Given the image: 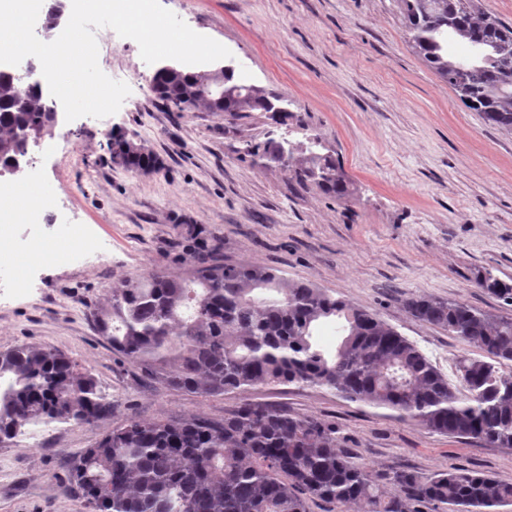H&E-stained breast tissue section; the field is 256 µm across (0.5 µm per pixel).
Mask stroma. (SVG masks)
I'll return each mask as SVG.
<instances>
[{
	"instance_id": "35a3bbf8",
	"label": "stroma",
	"mask_w": 512,
	"mask_h": 512,
	"mask_svg": "<svg viewBox=\"0 0 512 512\" xmlns=\"http://www.w3.org/2000/svg\"><path fill=\"white\" fill-rule=\"evenodd\" d=\"M195 32L232 53L237 76L284 97L304 122L289 138H321L351 190L340 201L302 188L290 173L244 156L243 140H265L266 113L169 112L147 83L153 65L138 44L96 30L99 66L131 89L120 110L81 117L40 146L39 184L54 189L55 224L19 234L53 238L56 255L10 249L0 266L14 286L0 295V352L50 347L91 371L117 403L90 423L25 426L0 443V512H85L63 480L74 457L134 416L144 421L232 413L269 404L336 426L374 479L411 470L427 477L465 468L512 481V448L432 434L389 410L324 388L259 386L201 398L145 378L94 324L118 279L156 270L182 273L196 250L188 229L218 246L225 262L268 265L313 283L395 327L446 376L476 349L404 308L410 295L456 300L512 317V303L478 287L490 273L512 283V134L469 111L412 48L395 0H161ZM117 133L160 157L157 174L113 162ZM62 224L105 242L103 257H70Z\"/></svg>"
}]
</instances>
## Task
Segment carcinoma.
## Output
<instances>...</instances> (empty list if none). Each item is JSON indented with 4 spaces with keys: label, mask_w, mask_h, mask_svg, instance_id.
Here are the masks:
<instances>
[{
    "label": "carcinoma",
    "mask_w": 512,
    "mask_h": 512,
    "mask_svg": "<svg viewBox=\"0 0 512 512\" xmlns=\"http://www.w3.org/2000/svg\"><path fill=\"white\" fill-rule=\"evenodd\" d=\"M410 42L423 62L469 110L512 133V27L475 0H397ZM208 76L157 74L152 88L170 112L205 110L244 117L271 112L273 123L302 127L280 97L224 74L241 92L224 104L194 89ZM15 88L0 72V163L25 155L15 127H49L50 103L40 88L28 108L11 107ZM247 141L246 156L284 168L301 185L338 200L349 187L322 140L288 146ZM112 159L135 171L162 169L159 157L120 137ZM477 285L512 302V285L490 274ZM412 317L475 347L484 358L458 360L459 384L448 380L415 345L370 311L267 266L226 264L213 250L186 275L157 271L112 285L95 310L112 350L144 376L202 398L278 383L326 388L352 402L386 408L440 435L512 448V317L435 296L405 300ZM337 323L327 350L319 330ZM88 371L48 347L0 353V442L33 421L89 423L115 409ZM67 488L88 512H308L307 501L357 504L360 512H497L512 505V482L466 469L422 477L396 471L379 483L352 461L336 427L268 405L242 402L221 420L193 416L146 422L131 417L79 454Z\"/></svg>",
    "instance_id": "1"
}]
</instances>
